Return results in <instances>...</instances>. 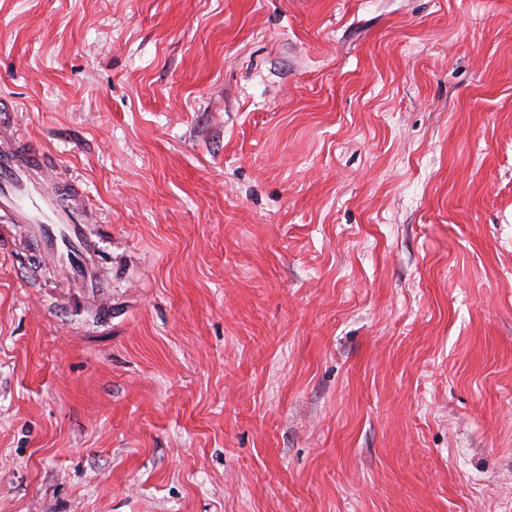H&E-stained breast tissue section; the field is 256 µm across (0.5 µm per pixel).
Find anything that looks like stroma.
<instances>
[{"label": "stroma", "mask_w": 512, "mask_h": 512, "mask_svg": "<svg viewBox=\"0 0 512 512\" xmlns=\"http://www.w3.org/2000/svg\"><path fill=\"white\" fill-rule=\"evenodd\" d=\"M0 97L112 297L0 260V512H512V0H0Z\"/></svg>", "instance_id": "1"}]
</instances>
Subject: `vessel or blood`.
Masks as SVG:
<instances>
[{
  "instance_id": "b4317fda",
  "label": "vessel or blood",
  "mask_w": 512,
  "mask_h": 512,
  "mask_svg": "<svg viewBox=\"0 0 512 512\" xmlns=\"http://www.w3.org/2000/svg\"><path fill=\"white\" fill-rule=\"evenodd\" d=\"M11 122L0 123V215L22 230L36 257L51 264L67 283L82 288L97 282L103 246L93 226L100 217L73 187L72 204H62V177L45 154L22 153L8 136Z\"/></svg>"
}]
</instances>
